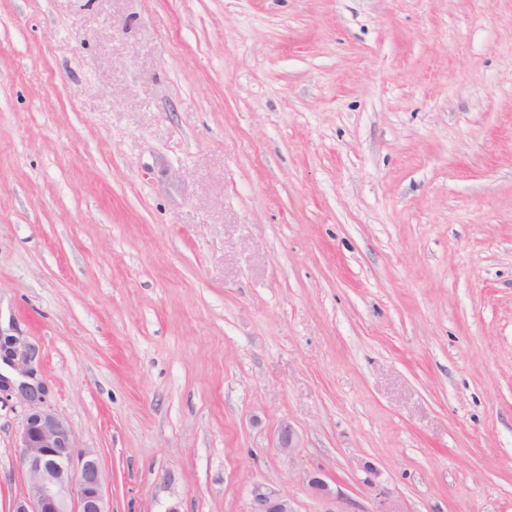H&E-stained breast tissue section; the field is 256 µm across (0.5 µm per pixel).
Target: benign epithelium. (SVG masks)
<instances>
[{"mask_svg":"<svg viewBox=\"0 0 512 512\" xmlns=\"http://www.w3.org/2000/svg\"><path fill=\"white\" fill-rule=\"evenodd\" d=\"M36 349L21 336L0 334V361L24 380L13 384L0 374V391L13 393L26 409L17 435L20 462L27 476L25 491L8 502L4 512H110L98 458L77 446L68 422L46 405V392L36 378ZM300 447L297 431L282 423L276 432V448L292 454ZM307 492L322 501L323 512H345L341 496L320 470L305 473ZM242 512H297L295 501L280 489L252 484Z\"/></svg>","mask_w":512,"mask_h":512,"instance_id":"obj_1","label":"benign epithelium"}]
</instances>
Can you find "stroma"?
<instances>
[{"mask_svg":"<svg viewBox=\"0 0 512 512\" xmlns=\"http://www.w3.org/2000/svg\"><path fill=\"white\" fill-rule=\"evenodd\" d=\"M0 331L110 512H512V0H0ZM36 357V349L23 336H3L0 332V361L16 370L20 376L36 379L32 366ZM303 482L309 495L326 505L322 512H347L338 506L342 498L321 470L307 471ZM242 512H297L295 501L280 489L254 482L249 490Z\"/></svg>","mask_w":512,"mask_h":512,"instance_id":"1","label":"stroma"}]
</instances>
